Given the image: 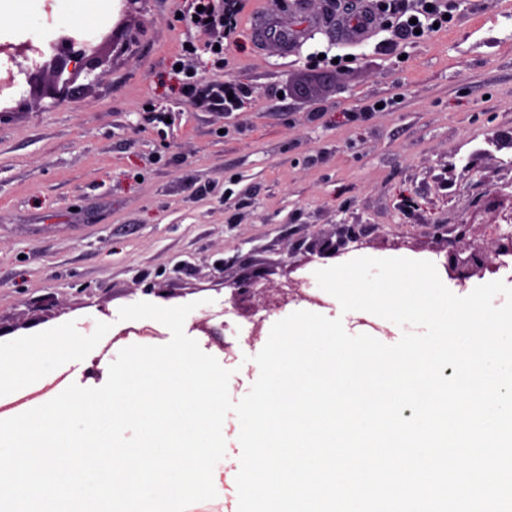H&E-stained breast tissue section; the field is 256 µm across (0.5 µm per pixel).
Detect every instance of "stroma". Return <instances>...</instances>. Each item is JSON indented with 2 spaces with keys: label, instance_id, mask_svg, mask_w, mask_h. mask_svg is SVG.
Listing matches in <instances>:
<instances>
[{
  "label": "stroma",
  "instance_id": "35a3bbf8",
  "mask_svg": "<svg viewBox=\"0 0 512 512\" xmlns=\"http://www.w3.org/2000/svg\"><path fill=\"white\" fill-rule=\"evenodd\" d=\"M60 4L43 0L40 30L0 27V44L43 49L0 55L15 77L0 91V347L73 325L91 338L86 363L56 361L29 386L32 403L103 386L129 345L168 343L158 321L118 320L138 302L193 304L184 331L231 370L237 393L277 318L258 289L304 306L315 271L337 262L322 245L345 243L350 225L363 245L345 243L348 258L442 264L485 239L484 206L512 192V0H452L448 28L402 49L385 16L349 45L327 32L329 0L286 13L245 0L224 67L184 0H111L64 30L52 21ZM302 11L315 34L286 50L251 26L257 12L285 22ZM65 36L90 65L56 98L51 45ZM322 54L346 68L328 94L298 98L296 77ZM178 55L198 75L245 84L242 108L190 105L170 69ZM380 99L389 109L371 111ZM241 285L255 295L235 297Z\"/></svg>",
  "mask_w": 512,
  "mask_h": 512
}]
</instances>
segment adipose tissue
<instances>
[{
  "mask_svg": "<svg viewBox=\"0 0 512 512\" xmlns=\"http://www.w3.org/2000/svg\"><path fill=\"white\" fill-rule=\"evenodd\" d=\"M59 356L83 360L88 349L80 343L51 337L31 341L16 351L0 352V390L19 388L37 376L48 375Z\"/></svg>",
  "mask_w": 512,
  "mask_h": 512,
  "instance_id": "1",
  "label": "adipose tissue"
}]
</instances>
